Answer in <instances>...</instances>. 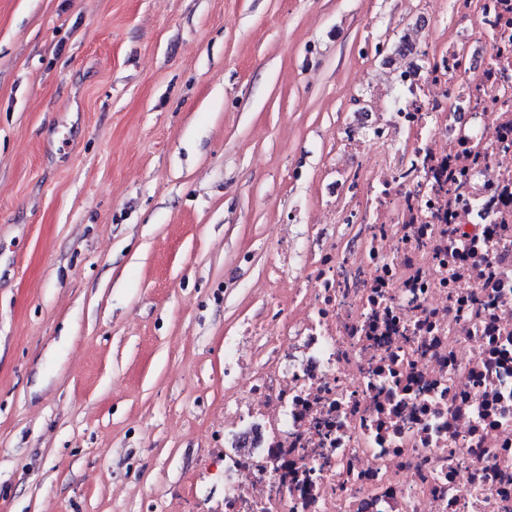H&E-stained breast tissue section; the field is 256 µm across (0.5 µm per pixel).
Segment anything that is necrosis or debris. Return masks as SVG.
<instances>
[{
  "label": "necrosis or debris",
  "instance_id": "necrosis-or-debris-1",
  "mask_svg": "<svg viewBox=\"0 0 512 512\" xmlns=\"http://www.w3.org/2000/svg\"><path fill=\"white\" fill-rule=\"evenodd\" d=\"M371 87L280 322L224 363V512H512V0Z\"/></svg>",
  "mask_w": 512,
  "mask_h": 512
}]
</instances>
